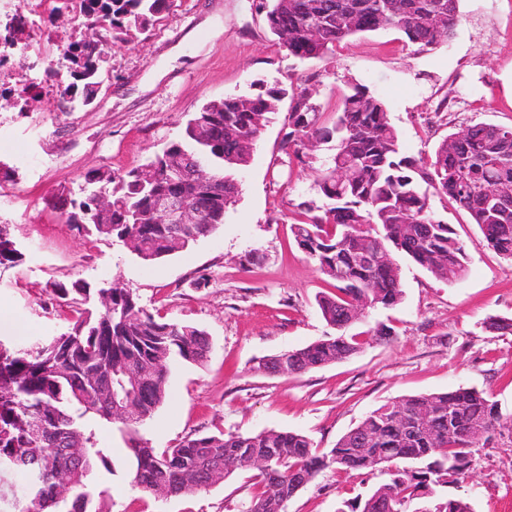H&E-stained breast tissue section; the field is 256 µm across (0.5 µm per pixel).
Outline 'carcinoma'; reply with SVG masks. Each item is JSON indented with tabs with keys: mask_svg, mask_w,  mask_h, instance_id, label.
<instances>
[{
	"mask_svg": "<svg viewBox=\"0 0 512 512\" xmlns=\"http://www.w3.org/2000/svg\"><path fill=\"white\" fill-rule=\"evenodd\" d=\"M78 28L94 39L67 43L68 79L57 94V109L73 112L91 104L102 84L112 49L129 43L133 29L146 31L169 12L172 0H72ZM460 0H256V9L278 43L292 56L321 59L354 35L394 29L424 50L453 37ZM290 98L282 137L287 156L335 142L333 164L316 179L331 207L293 227L297 246L328 278L334 292L317 299L322 317L336 330L308 345L257 363L276 372L286 358L289 373H302L357 354L363 333L351 332L365 310L391 308L402 299L399 265L403 255L432 274L449 279L465 271L467 245L429 210V193L447 196L478 226V245L512 260V127L477 123L464 136L453 132L433 159L402 155L384 101L367 87L343 93L330 124L303 91L292 97L278 86L209 102L186 121L184 137L148 159L160 177L140 179L141 167L109 168L84 176L76 197L60 196V217L79 234L112 237L151 262L179 253L224 223L240 193L236 171L250 154L243 142L259 136L284 98ZM219 124L222 135L199 138L200 120ZM191 156L208 166L211 186L202 191L175 181L176 158ZM178 186L206 207L202 224H160L157 195ZM23 260L16 241L0 225V266ZM108 302L77 310L70 330L28 347L0 342V473L21 472L22 497L9 512H102L95 501L112 473L110 452L98 436L97 420L119 424L132 452V482L145 492L192 494L211 485L215 470L224 478L257 471L262 491L245 512H286L288 501L327 468L339 473L387 469L389 480L365 497L341 504L337 512H474L448 486L473 466L472 448L498 428H512V414L474 388L404 395L371 411L325 452L298 432L263 430L249 434L199 435L158 451L141 431L168 398L167 376L175 359L196 364L210 343L195 326L167 321L145 310L134 292L113 280L96 289ZM53 294L90 299L80 280L58 282Z\"/></svg>",
	"mask_w": 512,
	"mask_h": 512,
	"instance_id": "carcinoma-1",
	"label": "carcinoma"
}]
</instances>
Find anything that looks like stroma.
<instances>
[{
  "mask_svg": "<svg viewBox=\"0 0 512 512\" xmlns=\"http://www.w3.org/2000/svg\"><path fill=\"white\" fill-rule=\"evenodd\" d=\"M112 80L94 102L57 109L51 87L18 96L0 82V225L23 248V261L0 267V314L15 323L0 339L20 346L66 331L73 312L52 294L58 281L99 287L120 280L153 314L204 330L211 349L203 364L170 366L167 402L143 435L162 450L198 435L265 429L308 436L333 447L371 411L404 395L460 387L485 392L512 412V334L487 327L512 319V261L477 246L480 231L445 196L431 194L436 219L467 243L465 273L447 281L400 259L401 302L367 310L361 351L302 374L255 371L258 359L332 335L316 298L331 282L294 241L305 203L323 205L314 188L334 153L326 143L307 163L281 149L287 109L272 114L224 222L187 251L148 263L108 238H84L47 198L77 190L86 173L126 171L182 136L187 116L204 103L253 92L256 84L297 93L309 89L332 112L348 84L367 86L385 103L402 152L430 159L448 134L475 123L512 125V0H461L451 40L427 51L387 29L356 35L324 59L300 60L267 31L254 0H174L168 15L132 43L114 49ZM445 111H438L440 101ZM260 262H247L251 250ZM205 285H197L199 275ZM393 327L391 340L372 336ZM112 450L105 512H244L256 488L244 471L206 490L167 498L135 486L127 439L97 423ZM472 474L448 493L474 512H512V432L501 430L474 448ZM384 473L351 476L324 470L289 501L287 512H336L342 501L383 483Z\"/></svg>",
  "mask_w": 512,
  "mask_h": 512,
  "instance_id": "35a3bbf8",
  "label": "stroma"
}]
</instances>
